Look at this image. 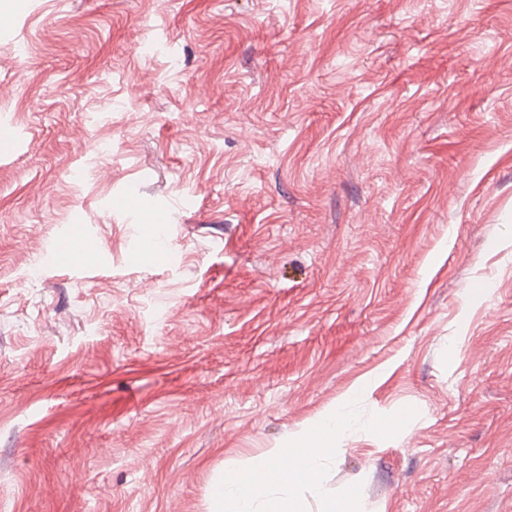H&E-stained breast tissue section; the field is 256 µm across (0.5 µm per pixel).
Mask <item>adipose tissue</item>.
I'll use <instances>...</instances> for the list:
<instances>
[{
  "mask_svg": "<svg viewBox=\"0 0 512 512\" xmlns=\"http://www.w3.org/2000/svg\"><path fill=\"white\" fill-rule=\"evenodd\" d=\"M344 427L335 416L306 433V450L294 468L282 469L275 458L256 460L248 470H230L217 484L211 512H307L302 491L320 493L323 460L333 452Z\"/></svg>",
  "mask_w": 512,
  "mask_h": 512,
  "instance_id": "obj_1",
  "label": "adipose tissue"
}]
</instances>
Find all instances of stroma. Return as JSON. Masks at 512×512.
<instances>
[{"label":"stroma","mask_w":512,"mask_h":512,"mask_svg":"<svg viewBox=\"0 0 512 512\" xmlns=\"http://www.w3.org/2000/svg\"><path fill=\"white\" fill-rule=\"evenodd\" d=\"M1 123L0 512H208L334 414L354 512H512V0H25Z\"/></svg>","instance_id":"35a3bbf8"}]
</instances>
